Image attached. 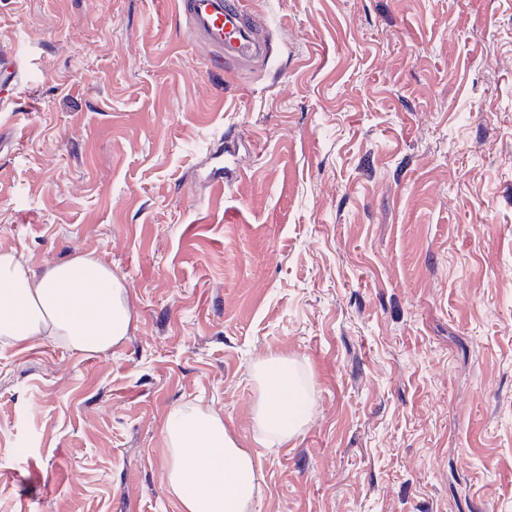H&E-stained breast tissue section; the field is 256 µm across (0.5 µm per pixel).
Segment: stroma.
<instances>
[{
  "label": "stroma",
  "instance_id": "stroma-1",
  "mask_svg": "<svg viewBox=\"0 0 512 512\" xmlns=\"http://www.w3.org/2000/svg\"><path fill=\"white\" fill-rule=\"evenodd\" d=\"M235 5L273 53L232 75L175 0H0V252L93 255L130 313L103 352L0 341V512H183L185 403L249 512H512V0ZM269 357L310 412L277 444ZM255 379L258 390L255 419L260 433L267 441L283 442L299 432L309 419L291 364L285 358L260 361L255 365ZM167 485L183 512H243L259 491L251 455L198 405L173 408L163 428Z\"/></svg>",
  "mask_w": 512,
  "mask_h": 512
}]
</instances>
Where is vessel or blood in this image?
I'll return each mask as SVG.
<instances>
[{"mask_svg":"<svg viewBox=\"0 0 512 512\" xmlns=\"http://www.w3.org/2000/svg\"><path fill=\"white\" fill-rule=\"evenodd\" d=\"M175 6L189 33L227 71H241L266 57L270 31L241 14L233 0H176Z\"/></svg>","mask_w":512,"mask_h":512,"instance_id":"1","label":"vessel or blood"}]
</instances>
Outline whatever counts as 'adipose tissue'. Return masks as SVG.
<instances>
[{
  "label": "adipose tissue",
  "instance_id": "ef3b65f1",
  "mask_svg": "<svg viewBox=\"0 0 512 512\" xmlns=\"http://www.w3.org/2000/svg\"><path fill=\"white\" fill-rule=\"evenodd\" d=\"M130 322L127 287L90 254L30 275L0 252V340L48 336L79 353L110 349ZM255 419L262 436L283 442L309 419L291 364L269 358L255 366ZM167 485L184 512H245L259 490L251 455L239 448L223 419L198 405L173 408L164 428Z\"/></svg>",
  "mask_w": 512,
  "mask_h": 512
}]
</instances>
